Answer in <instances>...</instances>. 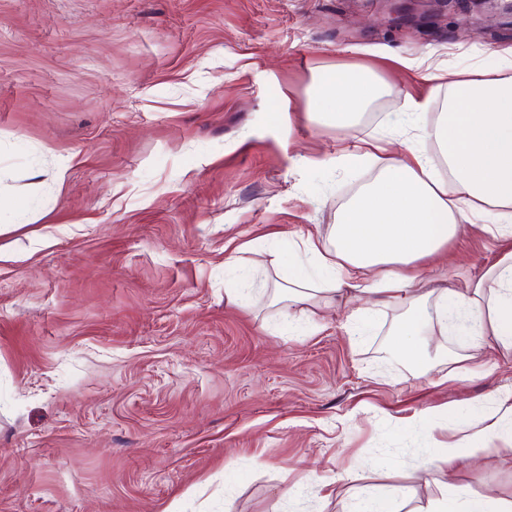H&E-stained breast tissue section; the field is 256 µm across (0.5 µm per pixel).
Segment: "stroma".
<instances>
[{
  "mask_svg": "<svg viewBox=\"0 0 512 512\" xmlns=\"http://www.w3.org/2000/svg\"><path fill=\"white\" fill-rule=\"evenodd\" d=\"M395 6L0 0V512H348L365 491L431 512L452 484L512 500L503 444L422 474L449 407L512 390L511 356L472 344L449 377L438 331L423 374L391 351L398 310L358 343L346 307L286 314L263 290L374 177L372 143L436 156L398 123L405 99L447 97L428 73L512 52V13L466 34L468 0H429L436 26ZM352 69L378 95L353 128L315 121L314 83ZM248 240L243 308L224 269ZM502 247L466 233L426 275L464 287Z\"/></svg>",
  "mask_w": 512,
  "mask_h": 512,
  "instance_id": "35a3bbf8",
  "label": "stroma"
}]
</instances>
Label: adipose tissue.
<instances>
[{
	"label": "adipose tissue",
	"mask_w": 512,
	"mask_h": 512,
	"mask_svg": "<svg viewBox=\"0 0 512 512\" xmlns=\"http://www.w3.org/2000/svg\"><path fill=\"white\" fill-rule=\"evenodd\" d=\"M440 79L448 89L443 111L427 113L408 99L402 118L435 145L446 175L422 151L405 159L378 146L375 179L345 203L327 234L295 243L303 263L280 268L269 293L286 307L345 300L353 309L344 328L359 339L369 334L370 309L402 310L393 330L396 355L411 364L422 360L421 338L436 325L459 336H490L512 350V250L467 290L420 288L426 261L468 230L512 238V77L476 68ZM378 91L370 75L331 72L314 84L310 109L318 120L347 127ZM448 415L454 445L466 448L470 463L491 442L512 446V392L480 417L455 408ZM438 512H512V501L455 485Z\"/></svg>",
	"instance_id": "1"
}]
</instances>
